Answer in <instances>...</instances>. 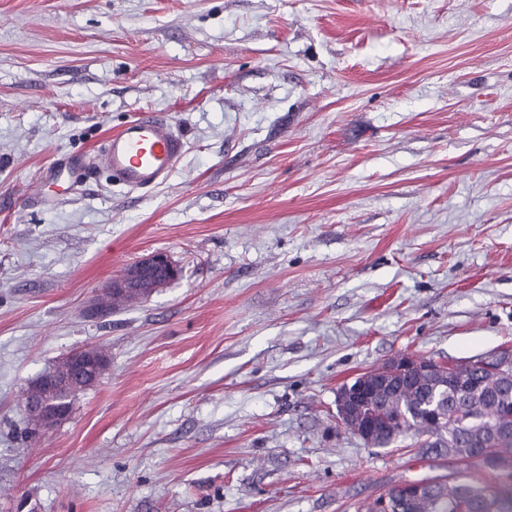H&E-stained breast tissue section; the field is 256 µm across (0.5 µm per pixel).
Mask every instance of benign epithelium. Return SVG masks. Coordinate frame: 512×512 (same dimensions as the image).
Instances as JSON below:
<instances>
[{
    "label": "benign epithelium",
    "mask_w": 512,
    "mask_h": 512,
    "mask_svg": "<svg viewBox=\"0 0 512 512\" xmlns=\"http://www.w3.org/2000/svg\"><path fill=\"white\" fill-rule=\"evenodd\" d=\"M177 276L167 255L155 253L129 267L124 274L112 281L114 288H133L146 295L166 286ZM69 367L52 372L30 381L29 386L39 387L41 399L24 400L23 408L29 422L37 429L53 427L67 420L70 412L52 406V397L61 390L71 388L75 376L96 375L105 370L109 362L104 359L92 360L82 354V350L72 351L63 357ZM512 364V355L507 353L490 354L482 359V364L492 372H497L507 364ZM396 371L412 378L437 372L435 363L424 358L401 356L387 362L377 373L362 375L352 384L341 387L336 393V416L339 424L349 433L360 438L365 444H376V413L370 403L373 390L385 387Z\"/></svg>",
    "instance_id": "obj_1"
}]
</instances>
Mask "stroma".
I'll use <instances>...</instances> for the list:
<instances>
[{
	"label": "stroma",
	"instance_id": "35a3bbf8",
	"mask_svg": "<svg viewBox=\"0 0 512 512\" xmlns=\"http://www.w3.org/2000/svg\"><path fill=\"white\" fill-rule=\"evenodd\" d=\"M151 190L92 156L138 113ZM165 253L176 280L91 317ZM109 367L31 437L27 384ZM512 348V0H0V512H357L447 473L336 423L411 353ZM186 151V141L160 112H141L104 138L95 154L60 166L103 167L128 190H146L165 183Z\"/></svg>",
	"mask_w": 512,
	"mask_h": 512
}]
</instances>
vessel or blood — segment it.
Instances as JSON below:
<instances>
[{
    "instance_id": "vessel-or-blood-1",
    "label": "vessel or blood",
    "mask_w": 512,
    "mask_h": 512,
    "mask_svg": "<svg viewBox=\"0 0 512 512\" xmlns=\"http://www.w3.org/2000/svg\"><path fill=\"white\" fill-rule=\"evenodd\" d=\"M186 151V141L167 117L143 112L104 138L95 154L82 158L81 168L102 167L114 181L132 191L165 183Z\"/></svg>"
}]
</instances>
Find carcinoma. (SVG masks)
Listing matches in <instances>:
<instances>
[{
    "label": "carcinoma",
    "mask_w": 512,
    "mask_h": 512,
    "mask_svg": "<svg viewBox=\"0 0 512 512\" xmlns=\"http://www.w3.org/2000/svg\"><path fill=\"white\" fill-rule=\"evenodd\" d=\"M468 377L467 396L436 374L408 385L396 380L380 399V447L398 440L393 422L401 421L424 455L455 463L450 474L425 480L417 499L405 483L389 486L377 496H387V512H512V432H499L512 427V370L494 374L476 364ZM483 454L494 457L495 466L475 476L472 461Z\"/></svg>",
    "instance_id": "cac0c4a2"
}]
</instances>
